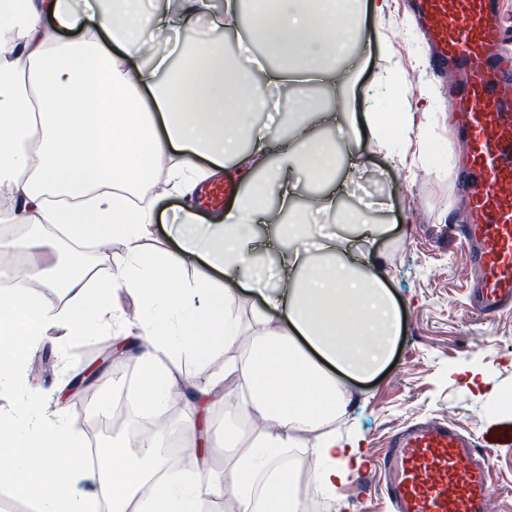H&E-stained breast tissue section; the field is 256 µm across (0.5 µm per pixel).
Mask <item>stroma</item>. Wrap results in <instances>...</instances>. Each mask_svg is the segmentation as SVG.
<instances>
[{"label":"stroma","instance_id":"stroma-1","mask_svg":"<svg viewBox=\"0 0 512 512\" xmlns=\"http://www.w3.org/2000/svg\"><path fill=\"white\" fill-rule=\"evenodd\" d=\"M191 31L168 43L143 47L144 59L168 53L179 62L190 41L220 37L227 53H234L238 37L249 36L253 19L240 16L236 31L220 34L215 21L224 0H211ZM367 29H380L385 45L358 48L359 67L351 74L345 96L354 112H403L405 141L395 155L372 145L354 129L338 137L342 151L355 154L361 165L348 181L342 199L345 210L365 211L364 204L385 200L384 211H367L371 222L385 231L370 248L375 265L395 296L401 314L402 336L387 367L364 380H345L351 401L336 425L337 441L361 438L363 453L380 456L392 430L419 418L457 424L480 433L505 421L512 412L501 405L512 395V312L486 321L471 311L466 294L470 279L468 255L451 227L467 219L464 190L457 172L466 160L463 142L454 134L448 112V83L435 77L428 64L424 37L404 0H390L382 20L365 18ZM158 200L162 221L154 222L141 249L149 254L172 248L164 231L174 210L186 202L169 177L147 189ZM51 363L31 386L51 389L79 373L90 374L87 387L69 391L66 405L78 430L90 424L93 398L104 403L120 397L139 377L140 368L117 354L111 336L85 337L70 348V366L62 368L58 345L41 344ZM478 383L465 386L466 372ZM486 454L494 476L491 512H512V447L490 448ZM378 476H351L339 491L340 503L319 500L323 512H385L378 494Z\"/></svg>","mask_w":512,"mask_h":512}]
</instances>
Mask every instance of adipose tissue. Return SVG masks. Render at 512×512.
Instances as JSON below:
<instances>
[{
  "label": "adipose tissue",
  "instance_id": "1",
  "mask_svg": "<svg viewBox=\"0 0 512 512\" xmlns=\"http://www.w3.org/2000/svg\"><path fill=\"white\" fill-rule=\"evenodd\" d=\"M251 2L253 35L282 58L279 67L258 71L240 56L227 61L212 41L196 44L176 66L165 55L140 62L144 38L191 29L207 0H181L175 16L142 13L140 0H113L99 11L92 36L71 0H0V188L10 200L0 223L60 226L76 242L128 243L113 258L114 274L90 287L82 258L55 263L52 238L31 235L21 247L34 286L0 287V489L28 498L31 512H201L206 501L227 495L238 512H299L294 471L282 455L300 447L301 434L345 412L350 395L336 373L377 374L400 339L397 304L367 248L380 227L360 216L347 219L354 236L331 238L313 253L293 249L279 256L273 282L262 279L261 256L273 243L256 227L270 223L272 211L295 210L298 173L322 189L316 211L336 208L342 159L332 134L349 121L388 149L392 133L405 132L406 117L351 116L343 102H307L311 87L344 88L349 72L335 62L348 54L361 0ZM274 91L287 92L307 116L291 137H272L251 121L269 109ZM245 140L250 149L242 148ZM202 158L216 173L230 164L265 175L248 181L222 213L181 209L175 249L145 254L138 242L156 213L134 205V190L165 162L178 188L192 192ZM188 263L203 268L191 282L182 278ZM247 287L264 306L245 336L235 305ZM44 288L74 291L75 300L61 309L46 305ZM121 290L137 298L143 325L135 403L159 413L188 389L206 410L223 387L240 394L251 437L239 448L238 429L225 427L224 442L235 452L223 476L205 468L159 481L154 450L139 457L118 447L103 495L88 493L82 485L92 471L66 414V386L50 395L24 386L28 356L49 330L76 339L124 335L128 318L114 301ZM196 294L202 306L192 303ZM228 346L240 356L223 377L201 387L179 375L182 357L205 362ZM358 452L354 442L318 440L310 450L314 481L335 493Z\"/></svg>",
  "mask_w": 512,
  "mask_h": 512
}]
</instances>
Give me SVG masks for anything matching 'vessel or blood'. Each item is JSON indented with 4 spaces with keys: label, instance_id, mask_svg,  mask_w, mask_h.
<instances>
[{
    "label": "vessel or blood",
    "instance_id": "obj_1",
    "mask_svg": "<svg viewBox=\"0 0 512 512\" xmlns=\"http://www.w3.org/2000/svg\"><path fill=\"white\" fill-rule=\"evenodd\" d=\"M432 65L457 77L453 108L467 138L469 162L459 177L468 186L466 223L453 227L474 274L469 297L486 317L512 309V56L503 53L495 0H416ZM232 186L206 182L202 204L218 206ZM511 448L512 424L475 435L456 425L426 421L401 427L381 462L382 499L392 512H486L491 470L483 448ZM366 460L364 470L374 468Z\"/></svg>",
    "mask_w": 512,
    "mask_h": 512
}]
</instances>
